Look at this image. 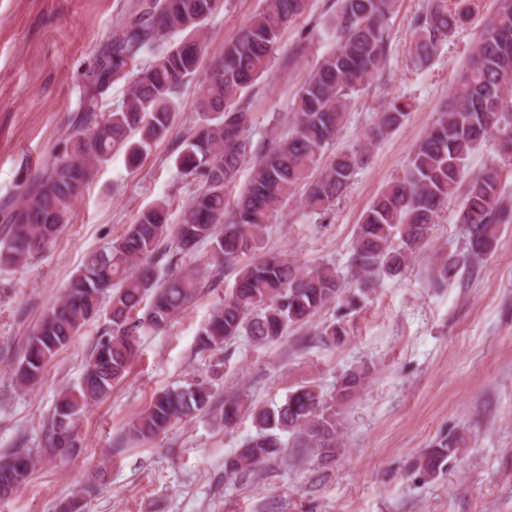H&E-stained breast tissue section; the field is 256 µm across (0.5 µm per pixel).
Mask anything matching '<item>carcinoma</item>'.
<instances>
[{
  "instance_id": "cac0c4a2",
  "label": "carcinoma",
  "mask_w": 512,
  "mask_h": 512,
  "mask_svg": "<svg viewBox=\"0 0 512 512\" xmlns=\"http://www.w3.org/2000/svg\"><path fill=\"white\" fill-rule=\"evenodd\" d=\"M309 0H264L247 23L224 41L223 54L210 61L207 22L224 8V0H135L134 11L112 29L104 43L83 115L63 149L49 166L34 171L18 200L0 209L10 226L0 242V265H19L41 252L69 222L70 212L93 180L98 165L122 151L136 162L143 151L165 137L173 125L177 99L184 86L198 87V119L184 138L174 164L180 174L203 178L200 192L180 223L169 226V202L159 198L140 213L123 236L87 254L69 279L62 297L43 313L30 334L14 374L23 387L34 385L44 367L65 349L99 312L111 305L109 325L86 359L78 387L62 394L46 427L49 448L66 453L76 448L74 428L84 408L108 397L138 353L137 337L166 326L189 304L200 281L177 268L207 243L215 275L235 271L230 294L197 335L196 347L215 354L224 344L246 335L257 344L275 342L295 326L315 321L325 308L341 300L354 304L348 288L375 279L399 277L428 239L448 201L467 183L457 213L464 214L463 252L449 254L436 267V278L450 282L461 270L483 260L495 248L501 226L512 224V205L501 189V169L487 166L468 175L466 160L491 136H500L512 151V0H499L493 19L477 42L451 89V102L429 126L409 154L403 172L389 182L362 216L346 270L328 263L301 268L284 254H264L267 226L282 207L306 188L305 207L326 214L367 161V146L399 127L406 106L394 103L365 132L356 151L340 153L318 175L323 150L348 121L355 95L367 89L389 52L387 21L401 0H338L326 21L336 35V49L322 57L295 96L291 128L270 130L254 140L253 113L246 93L267 72L273 52L291 20L304 15ZM470 14L468 0H428L414 22L411 58L424 67ZM181 35L173 44L163 39ZM155 53L139 68L120 104L93 121L112 84L127 74L128 64L149 49ZM254 159L250 180L233 206L227 191L241 162ZM169 237L167 246L162 238ZM171 253L168 269L158 270L156 257ZM143 311L137 318L133 313ZM344 315L319 328L328 343L346 335ZM364 369H351L337 381L326 400L313 385H300L273 408L252 404L238 392L224 400L220 424L228 428L248 415L257 434L228 462L241 479L280 457L290 436L321 465H330L341 449L342 407L367 380ZM210 383L188 382L163 390L127 425L126 437L142 442L211 408ZM465 446L464 436L449 433L409 466L417 479L443 472L448 458ZM34 457L20 449L0 457V495L25 483Z\"/></svg>"
}]
</instances>
